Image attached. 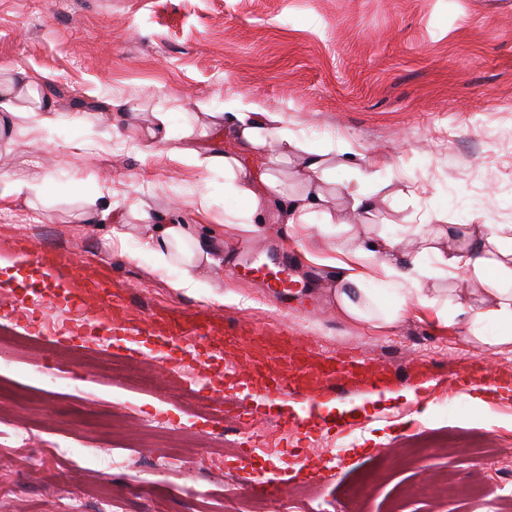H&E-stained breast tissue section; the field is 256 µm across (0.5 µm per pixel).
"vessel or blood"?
Listing matches in <instances>:
<instances>
[{"label": "vessel or blood", "instance_id": "b4317fda", "mask_svg": "<svg viewBox=\"0 0 512 512\" xmlns=\"http://www.w3.org/2000/svg\"><path fill=\"white\" fill-rule=\"evenodd\" d=\"M42 276L52 278L54 287L66 289L72 307L83 308L86 298H94L101 314L99 320L72 325L62 324L56 330V345L67 347L75 338L97 331L111 334L113 342L129 344L128 358L145 360L146 354L135 347L142 337L152 338L169 372L192 365L194 379L187 384L188 393L223 404L221 417L231 420L241 415L266 419L260 399L250 406L239 407L225 402L224 396L212 385L209 362L215 352L224 354V377L233 381L242 376L266 375V392L281 399L300 397L312 403H324L338 391H370L396 389L397 380L385 369L370 370L366 358L338 351L322 354L313 361L311 347L294 337L288 324L278 328H258L208 308L191 312L177 307H163L150 312L133 308L130 289L124 282L104 274L99 268L83 266L79 275L67 277L74 265L70 254L50 252L36 246L22 249ZM486 379L478 363L466 370L448 372L449 385L472 386Z\"/></svg>", "mask_w": 512, "mask_h": 512}]
</instances>
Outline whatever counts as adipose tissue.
I'll list each match as a JSON object with an SVG mask.
<instances>
[{"label": "adipose tissue", "mask_w": 512, "mask_h": 512, "mask_svg": "<svg viewBox=\"0 0 512 512\" xmlns=\"http://www.w3.org/2000/svg\"><path fill=\"white\" fill-rule=\"evenodd\" d=\"M40 83L19 66L7 68L0 78V143L5 148L18 145L9 135L15 124L39 130L56 122L55 102L40 91ZM221 126L225 140L252 159L247 165L232 153L205 157L208 166L223 168L228 190L244 204L226 227L250 235L268 217L285 225L306 260L331 269V296L344 319L386 333L420 308L443 326L462 328L468 343L512 351V225L463 233L454 224L435 230L418 224L412 229L423 242L418 250L367 229L352 233L350 224L329 211L325 189L334 158L355 168L349 145L311 148L289 130L283 113L245 95L225 103ZM287 162L301 185L293 195L283 191L275 174ZM147 248L157 269H181V277L171 283L177 290L197 288V270L224 262L223 252L188 224L158 225ZM461 275L475 284L468 293L451 297L438 288V281Z\"/></svg>", "instance_id": "ef3b65f1"}]
</instances>
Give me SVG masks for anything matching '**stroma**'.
<instances>
[{"instance_id": "35a3bbf8", "label": "stroma", "mask_w": 512, "mask_h": 512, "mask_svg": "<svg viewBox=\"0 0 512 512\" xmlns=\"http://www.w3.org/2000/svg\"><path fill=\"white\" fill-rule=\"evenodd\" d=\"M20 65L45 76L60 122L18 132L22 146L0 148V172L24 180L51 179L40 200L0 202V258L16 245L71 253L135 289L139 306L208 305L210 288L238 295L223 313L256 323L288 321L316 351L363 353L392 374L412 357L428 360L432 375L474 359L491 379L512 378V352L467 343L456 327L409 314L378 335L342 318L330 294L329 269L307 262L280 225L243 237L225 229V212L239 201L224 188V172L161 153L147 156L143 134L164 113L170 147L195 141L202 152L223 151L214 115L240 94L284 113L288 127L315 147L350 143L361 168L387 183L390 199L366 221L373 232L405 237L417 224L512 225V0H0V66ZM85 123L72 124L74 114ZM208 205L207 217L197 212ZM119 204L125 239L111 224H89L84 210ZM175 221L224 248V265L202 272L192 292L169 286L145 248L156 224ZM287 255L299 286L288 305L265 298L258 275L231 267ZM36 355H21L0 385L21 391L0 402V416L50 436L52 446L19 448L0 440V512H94L93 492L120 501L121 512H245L254 496L224 488L228 456L184 454L159 433L128 419L130 410L161 418L167 427L193 423L206 442H233L234 424L221 427L190 415L188 396L171 390L161 367H137L136 388L112 380L121 350L79 340L60 357L65 381L45 369L55 357L43 334ZM450 353L434 355L438 345ZM459 414H441L439 400L363 402L345 414L354 445L338 458L331 419L306 412L308 432L284 438L286 411L269 408L261 450L248 469L278 482L292 461L312 460L322 476L297 477L311 488L321 512H495L496 498L451 499L433 493L446 478L462 486L479 469L472 456L449 457L448 432L472 429L512 439V399L475 410L463 396ZM95 438L97 462L74 470L71 448ZM150 448L181 470H159L147 487L129 478Z\"/></svg>"}]
</instances>
